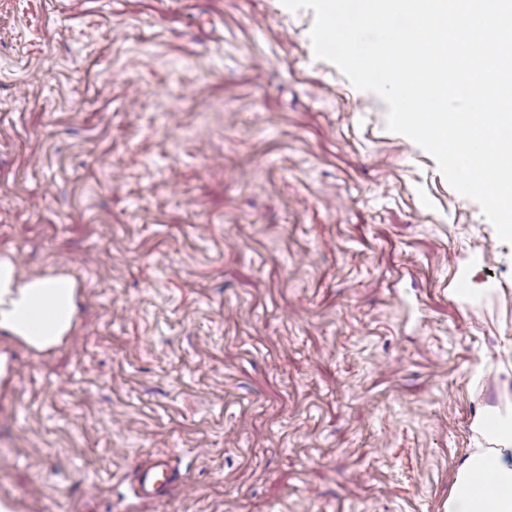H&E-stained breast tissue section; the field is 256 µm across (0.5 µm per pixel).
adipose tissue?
<instances>
[{
    "label": "adipose tissue",
    "mask_w": 512,
    "mask_h": 512,
    "mask_svg": "<svg viewBox=\"0 0 512 512\" xmlns=\"http://www.w3.org/2000/svg\"><path fill=\"white\" fill-rule=\"evenodd\" d=\"M75 280L63 273L22 275L0 253V339L47 352L70 335L78 310ZM475 446L460 460L445 512H512V408L478 400Z\"/></svg>",
    "instance_id": "1"
}]
</instances>
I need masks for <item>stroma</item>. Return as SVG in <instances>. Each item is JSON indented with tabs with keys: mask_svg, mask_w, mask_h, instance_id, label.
<instances>
[{
	"mask_svg": "<svg viewBox=\"0 0 512 512\" xmlns=\"http://www.w3.org/2000/svg\"><path fill=\"white\" fill-rule=\"evenodd\" d=\"M313 22L0 0V251L81 297L58 348L0 344L12 512H445L512 386V244ZM177 481L178 474L168 460L157 458L152 466L140 472L138 492L150 500H163Z\"/></svg>",
	"mask_w": 512,
	"mask_h": 512,
	"instance_id": "1",
	"label": "stroma"
}]
</instances>
